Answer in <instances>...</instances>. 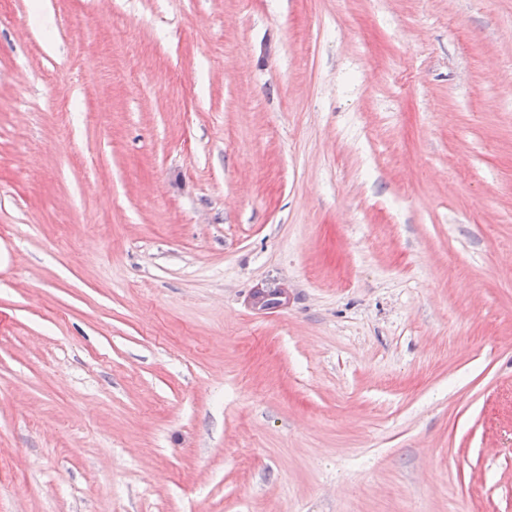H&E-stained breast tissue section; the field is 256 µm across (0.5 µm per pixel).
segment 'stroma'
Wrapping results in <instances>:
<instances>
[{"label":"stroma","mask_w":512,"mask_h":512,"mask_svg":"<svg viewBox=\"0 0 512 512\" xmlns=\"http://www.w3.org/2000/svg\"><path fill=\"white\" fill-rule=\"evenodd\" d=\"M32 2L0 512H512V0Z\"/></svg>","instance_id":"stroma-1"}]
</instances>
